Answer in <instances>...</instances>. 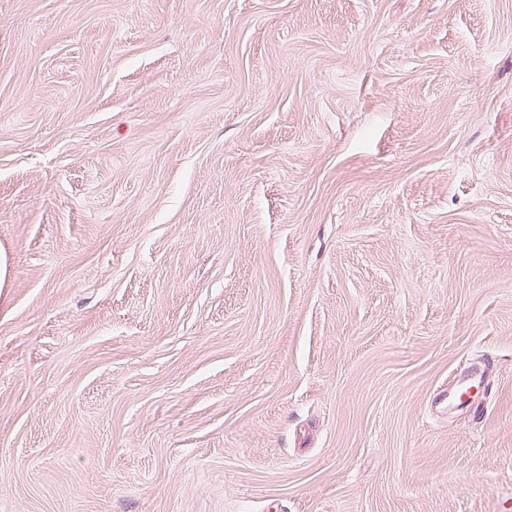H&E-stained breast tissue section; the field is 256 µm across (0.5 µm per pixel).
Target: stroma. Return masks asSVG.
Masks as SVG:
<instances>
[{"label":"stroma","mask_w":512,"mask_h":512,"mask_svg":"<svg viewBox=\"0 0 512 512\" xmlns=\"http://www.w3.org/2000/svg\"><path fill=\"white\" fill-rule=\"evenodd\" d=\"M0 251V512L512 506V0H0Z\"/></svg>","instance_id":"obj_1"}]
</instances>
